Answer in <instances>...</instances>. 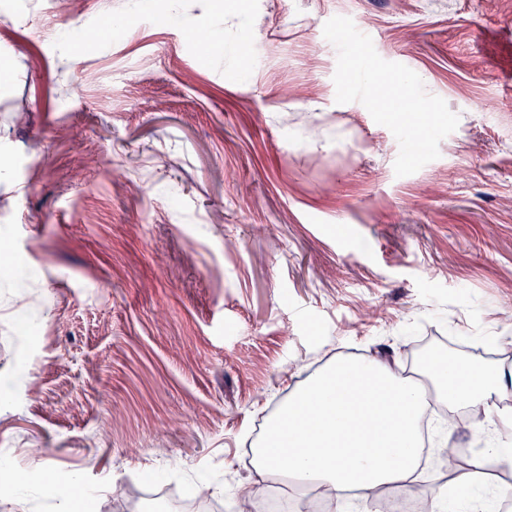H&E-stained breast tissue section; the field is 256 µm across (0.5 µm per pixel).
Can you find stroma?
<instances>
[{
  "mask_svg": "<svg viewBox=\"0 0 512 512\" xmlns=\"http://www.w3.org/2000/svg\"><path fill=\"white\" fill-rule=\"evenodd\" d=\"M62 2L0 0V512L46 459L93 512H251L248 453L336 358L512 365V0ZM379 96L429 100L427 152ZM502 412L432 421L412 499L512 448Z\"/></svg>",
  "mask_w": 512,
  "mask_h": 512,
  "instance_id": "1",
  "label": "stroma"
}]
</instances>
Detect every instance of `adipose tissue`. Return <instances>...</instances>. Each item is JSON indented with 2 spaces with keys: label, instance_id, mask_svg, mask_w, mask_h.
I'll return each mask as SVG.
<instances>
[{
  "label": "adipose tissue",
  "instance_id": "adipose-tissue-1",
  "mask_svg": "<svg viewBox=\"0 0 512 512\" xmlns=\"http://www.w3.org/2000/svg\"><path fill=\"white\" fill-rule=\"evenodd\" d=\"M486 417L512 393V368L435 357L421 376H402L381 357L337 359L289 399L253 461L258 475L276 470L280 456L295 461L287 482L317 488L329 503L354 497L381 500L408 486L419 462L418 422L429 393Z\"/></svg>",
  "mask_w": 512,
  "mask_h": 512
}]
</instances>
